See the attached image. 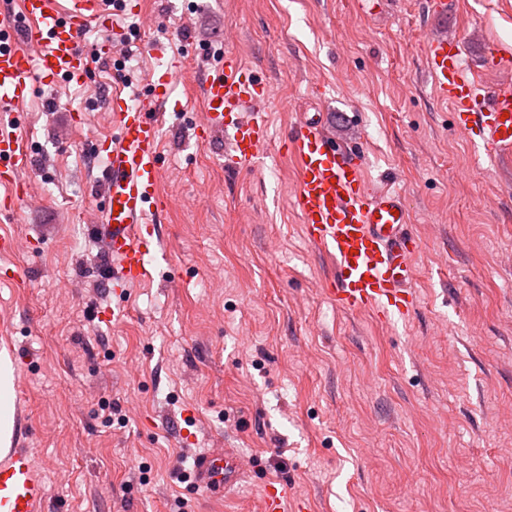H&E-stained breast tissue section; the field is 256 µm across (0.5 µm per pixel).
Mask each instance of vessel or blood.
<instances>
[{
	"instance_id": "b4317fda",
	"label": "vessel or blood",
	"mask_w": 512,
	"mask_h": 512,
	"mask_svg": "<svg viewBox=\"0 0 512 512\" xmlns=\"http://www.w3.org/2000/svg\"><path fill=\"white\" fill-rule=\"evenodd\" d=\"M111 15L112 0H22L20 14L1 12L0 112L25 104L34 73L46 83L85 84L89 66L80 43L88 33L106 29ZM427 74L474 147L491 160H512V80L468 77L458 42L445 36L428 45ZM180 78V67L170 64L149 81L139 103L118 92L109 102L117 134L105 143L102 179L108 202L93 231L112 265L116 288L143 282L158 252L156 230L147 218L159 213L160 118ZM203 90V137H224L231 167L255 161L270 139L269 86L229 51L223 70L207 76ZM287 149L299 168L291 205L311 245L333 259L329 298L344 311H373L387 324L407 317L417 302L412 282L421 244L409 230L400 193L368 184L363 151L339 145L325 113L300 123ZM29 159L28 141L1 127L0 185L7 189L6 201L17 202L23 194L20 173ZM240 476L232 453L211 449L195 460L196 484L212 490L230 487ZM47 499L36 458L28 449H10L0 461V512H45ZM287 505L286 483L266 487L263 512H286Z\"/></svg>"
}]
</instances>
